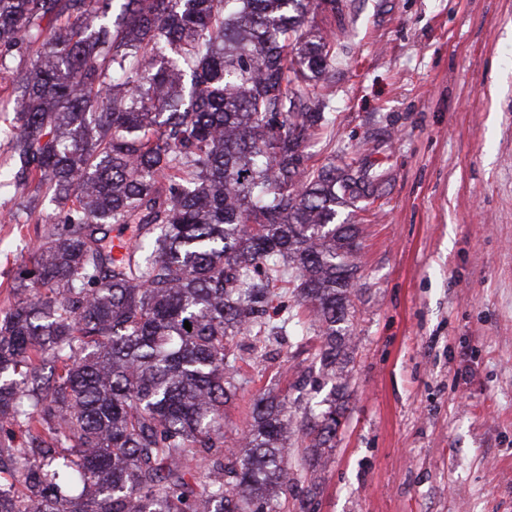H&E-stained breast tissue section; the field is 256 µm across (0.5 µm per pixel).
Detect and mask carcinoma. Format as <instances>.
Returning <instances> with one entry per match:
<instances>
[{
    "instance_id": "carcinoma-1",
    "label": "carcinoma",
    "mask_w": 512,
    "mask_h": 512,
    "mask_svg": "<svg viewBox=\"0 0 512 512\" xmlns=\"http://www.w3.org/2000/svg\"><path fill=\"white\" fill-rule=\"evenodd\" d=\"M341 2L0 0V65L30 64L0 186L66 205L0 319V416L41 457L0 481V512H280L302 480L311 512L352 360L361 228L336 216L380 181L303 150L334 57L310 16ZM114 224L139 230L116 263ZM290 286L297 343L318 340L298 397L332 383L306 402L295 454L292 406L271 393L238 443L224 432L243 385L229 341L263 356Z\"/></svg>"
}]
</instances>
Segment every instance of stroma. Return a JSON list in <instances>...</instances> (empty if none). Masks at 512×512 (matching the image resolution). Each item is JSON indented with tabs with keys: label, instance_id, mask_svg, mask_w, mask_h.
<instances>
[{
	"label": "stroma",
	"instance_id": "1",
	"mask_svg": "<svg viewBox=\"0 0 512 512\" xmlns=\"http://www.w3.org/2000/svg\"><path fill=\"white\" fill-rule=\"evenodd\" d=\"M332 40L314 165L382 173L360 225L347 411L315 512H512V0H349ZM61 206L0 187V317ZM224 413L246 430L267 390L295 398L292 334L254 359Z\"/></svg>",
	"mask_w": 512,
	"mask_h": 512
}]
</instances>
